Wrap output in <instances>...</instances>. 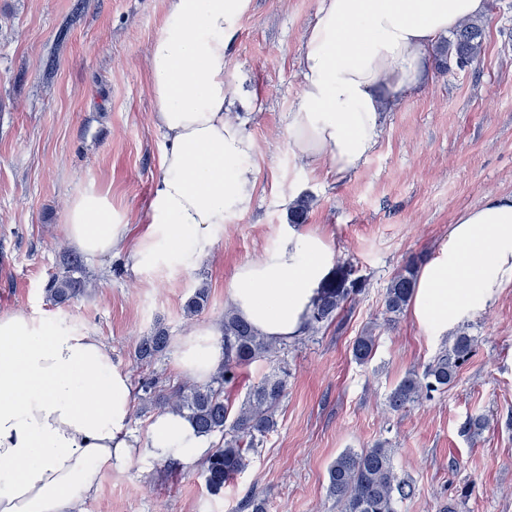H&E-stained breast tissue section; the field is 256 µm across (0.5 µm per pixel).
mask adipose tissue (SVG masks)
Returning a JSON list of instances; mask_svg holds the SVG:
<instances>
[{"instance_id":"1","label":"adipose tissue","mask_w":512,"mask_h":512,"mask_svg":"<svg viewBox=\"0 0 512 512\" xmlns=\"http://www.w3.org/2000/svg\"><path fill=\"white\" fill-rule=\"evenodd\" d=\"M250 0H166L149 49L153 123L166 140L147 216L135 244L112 221L108 197L89 188L67 211L65 238L93 257L125 253L134 275L148 264L194 267L212 233L249 211L257 184L253 144L227 114V39ZM486 0H321L299 65L302 92L289 114L288 147L343 178L367 158L387 112L427 78L437 40L486 16ZM335 254L319 233L283 226L276 247L235 271L229 300L263 336L301 335ZM512 280V195L463 212L418 277L412 315L442 335ZM223 327L204 325L174 345L180 374L207 382L224 358ZM133 386L112 350L79 326L0 314V512H80L105 474L126 467L139 445L129 423ZM147 449L179 463L208 445L182 416L164 412Z\"/></svg>"}]
</instances>
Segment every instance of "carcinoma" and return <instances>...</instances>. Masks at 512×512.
I'll return each instance as SVG.
<instances>
[{
  "label": "carcinoma",
  "instance_id": "cac0c4a2",
  "mask_svg": "<svg viewBox=\"0 0 512 512\" xmlns=\"http://www.w3.org/2000/svg\"><path fill=\"white\" fill-rule=\"evenodd\" d=\"M483 44V26L475 20L461 24L437 52L438 66L448 68L453 59L459 68L478 58ZM310 199L298 197L289 212L293 226L307 220ZM417 282V263H407L389 282L385 295V313L398 318L412 299ZM88 281L83 261L78 256L64 259L61 271L53 274L45 288L46 299L63 306L85 293ZM366 288V280L356 275L351 265H342L327 278L316 293L306 314L307 330L317 332L335 323L357 295ZM208 304V292L196 289L186 302L189 314L202 312ZM170 336L163 327L140 339L135 357L149 362L162 355ZM475 338L460 328L426 366L422 373H408L389 393L387 406L398 412L434 394L445 392L468 361ZM224 362L208 385H183L163 397L162 404L187 418L195 431L206 437L218 436L224 444L212 449L204 460L202 476L206 488L218 494L231 484L249 464V456L258 451L261 441L277 426L276 410L285 397L288 370L278 358L280 348L257 333L233 308L224 310ZM376 338L365 332L353 340L352 354L364 363L375 353ZM268 361L272 371L252 386L240 403L232 401L228 389L234 387L239 371L257 361ZM327 494L340 512H398V504L412 496V479L398 472L392 449L377 443L356 452L347 449L336 456L327 470ZM240 512H266L265 500L252 492L239 506Z\"/></svg>",
  "mask_w": 512,
  "mask_h": 512
}]
</instances>
